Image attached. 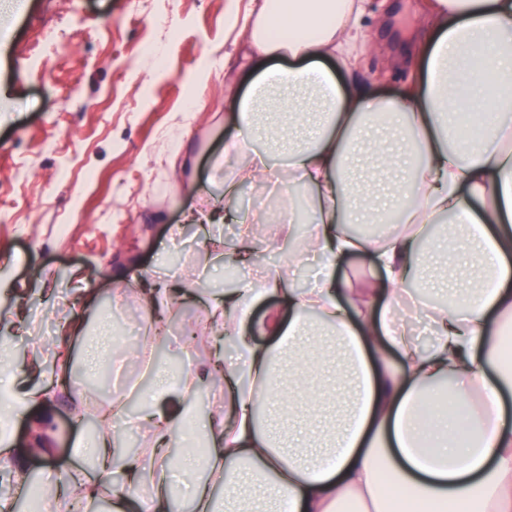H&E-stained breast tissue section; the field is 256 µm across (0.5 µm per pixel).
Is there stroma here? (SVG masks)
<instances>
[{
  "label": "stroma",
  "instance_id": "35a3bbf8",
  "mask_svg": "<svg viewBox=\"0 0 512 512\" xmlns=\"http://www.w3.org/2000/svg\"><path fill=\"white\" fill-rule=\"evenodd\" d=\"M228 4L146 0L135 21L130 0H0V336L18 347L0 377L31 387L32 356L43 373L72 367L83 376L13 416L10 442L23 466L35 461L30 428L45 439L42 467L87 437L75 409L91 376L82 338L98 333L101 315L117 327L101 339L108 357L134 359L146 344L167 350L136 295L114 294L113 272L170 275L200 295L223 289L229 255L214 244L259 216L268 238L241 275L284 262L282 218L267 207V189L245 184L223 198L226 172L247 161L227 151L236 112L223 71L205 87L193 83L232 48ZM428 4L365 0L366 48L354 63L328 61L336 80L397 98L415 77L405 60L423 45ZM145 42L163 66L141 56ZM219 199L223 223L170 239L186 211Z\"/></svg>",
  "mask_w": 512,
  "mask_h": 512
}]
</instances>
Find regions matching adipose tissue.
<instances>
[{"label":"adipose tissue","instance_id":"ef3b65f1","mask_svg":"<svg viewBox=\"0 0 512 512\" xmlns=\"http://www.w3.org/2000/svg\"><path fill=\"white\" fill-rule=\"evenodd\" d=\"M363 0H262L258 10L230 15L247 36L224 56V99L237 110L235 152L252 153L248 173L226 174L225 194L244 178L268 179L276 166L258 142L267 100L288 108L316 105L324 119L282 146L291 186L283 239L306 251L286 266L242 278L213 295L212 312L243 364L215 356L157 388L140 422L151 446L128 456L121 440L81 445L96 470L85 495L118 470L112 512L138 502L141 512H178L169 449L191 442L182 409L171 395L190 397L222 379L224 410L198 436L221 465L223 499L212 482L196 481L193 512H512V363L501 356L512 327V0H433L416 80L396 99L338 85L325 58L352 52L362 36ZM290 35L274 37L273 24ZM394 130L407 142L404 158L389 157L372 128ZM409 182L389 212L402 226L379 237L348 233L375 201L348 169L361 148ZM328 260L316 287L291 274L307 254ZM373 259L361 281L339 275L349 255ZM471 262L478 285L457 301L429 308L430 347L410 334L404 304L428 287L426 267L439 255ZM277 298L259 318L251 310ZM288 401L287 427L261 423L257 404ZM258 499H251L250 490Z\"/></svg>","mask_w":512,"mask_h":512}]
</instances>
